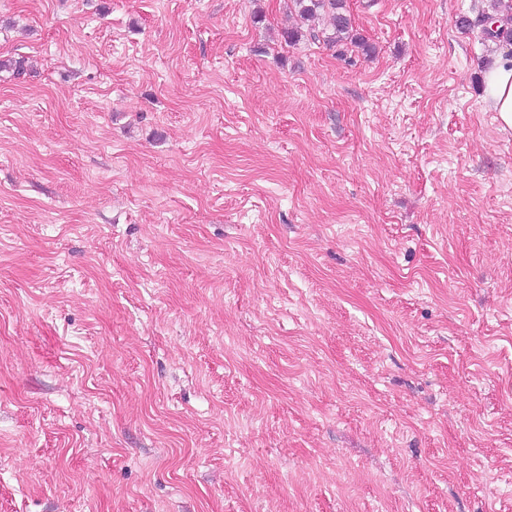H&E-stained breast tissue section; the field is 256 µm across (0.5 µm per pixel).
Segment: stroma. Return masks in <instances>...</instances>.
<instances>
[{
  "mask_svg": "<svg viewBox=\"0 0 512 512\" xmlns=\"http://www.w3.org/2000/svg\"><path fill=\"white\" fill-rule=\"evenodd\" d=\"M287 4L0 0V512H512L487 0ZM293 3L297 15L302 21H308L320 12L328 14L332 26V34H326V30H318L315 27L303 29L302 25L286 32L288 42L300 41L309 37L312 42L327 38L331 42H341L351 26L350 18L346 14L345 0H290Z\"/></svg>",
  "mask_w": 512,
  "mask_h": 512,
  "instance_id": "1",
  "label": "stroma"
}]
</instances>
